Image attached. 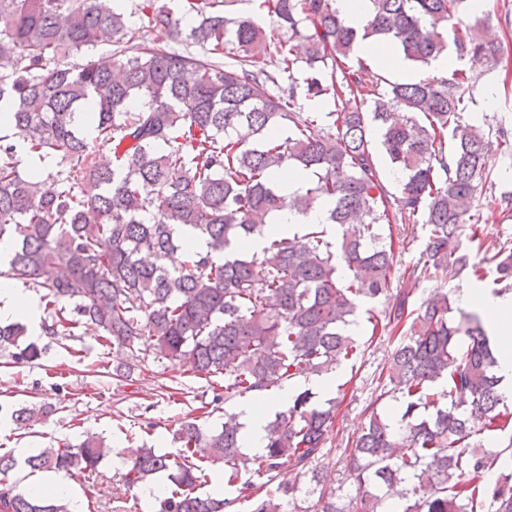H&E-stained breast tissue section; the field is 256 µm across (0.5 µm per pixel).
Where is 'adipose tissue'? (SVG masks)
I'll use <instances>...</instances> for the list:
<instances>
[{
  "label": "adipose tissue",
  "instance_id": "obj_1",
  "mask_svg": "<svg viewBox=\"0 0 512 512\" xmlns=\"http://www.w3.org/2000/svg\"><path fill=\"white\" fill-rule=\"evenodd\" d=\"M459 301L463 306L482 312L497 349V372L502 378V393L512 401V296L495 295L481 288L468 287L461 289ZM296 389V384L291 383L281 388L275 397H265L239 407L241 444L248 454H260L265 450L266 409L287 405Z\"/></svg>",
  "mask_w": 512,
  "mask_h": 512
}]
</instances>
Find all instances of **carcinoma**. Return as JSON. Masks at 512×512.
<instances>
[{
	"label": "carcinoma",
	"instance_id": "obj_1",
	"mask_svg": "<svg viewBox=\"0 0 512 512\" xmlns=\"http://www.w3.org/2000/svg\"><path fill=\"white\" fill-rule=\"evenodd\" d=\"M238 2L186 0L195 20L184 29L174 10L141 0L149 23L201 49L179 53L133 42L119 0H0V115L8 117L0 129V241L13 243L0 277L44 290V335H71V306L131 360L151 352L198 375H222L224 402H238L363 355L347 330L357 300L387 295L406 249L403 239L385 241L384 228L421 224L424 247L405 269L411 287L381 311L367 310L372 334L395 346L380 394L346 443L354 492L333 488L314 468L339 401L316 404L308 388L266 423L261 455L241 451L242 426L226 410L217 433L181 424L175 455L140 448L122 479L137 488L170 472L174 489L159 512H226L250 498L252 512H309L299 502L312 494L315 512H383L380 491L398 484L399 512H482L486 503L488 512H512V472L486 479L512 449V421L501 410L484 318L459 309L441 287L418 306L412 300L421 282L480 280L489 271L502 291L512 289L511 247L481 263L462 242L464 225L478 223L463 203L495 185L491 146L512 160V130L499 127L492 141L483 125L464 119L474 72L501 53L481 35L490 12L473 13L469 0H370L371 18L357 29L335 0H264L288 31L275 41L236 14ZM106 42L111 49L86 62L68 61ZM361 42L391 43L416 68L450 52L456 64L368 86L366 59L355 52ZM302 62L305 98H330L333 110L304 111L295 77ZM97 146L109 147L111 165L96 163ZM376 149L401 174L395 192ZM25 155L55 168L23 176ZM287 166L313 175L290 198L274 180ZM325 201L327 223L339 229L333 242L321 224L303 234L272 225L280 210L305 216ZM153 209L164 219L148 220ZM188 232L205 240V252L185 250ZM252 236L264 239L261 252L233 251ZM24 336L23 324H0V349L19 348ZM386 396L400 401L394 425L378 412ZM486 433L502 439V449L484 448ZM110 452L85 440L44 448L28 465L93 471ZM219 462L224 490L199 492ZM14 466L0 454V512H72L51 491H17L8 481Z\"/></svg>",
	"mask_w": 512,
	"mask_h": 512
}]
</instances>
